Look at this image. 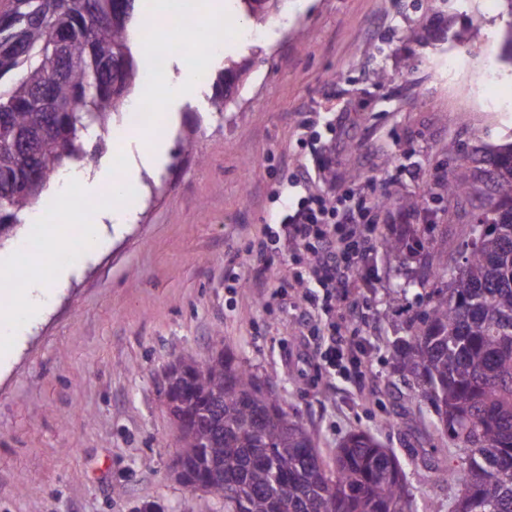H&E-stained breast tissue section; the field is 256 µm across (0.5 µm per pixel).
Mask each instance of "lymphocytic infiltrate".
Wrapping results in <instances>:
<instances>
[{
  "mask_svg": "<svg viewBox=\"0 0 512 512\" xmlns=\"http://www.w3.org/2000/svg\"><path fill=\"white\" fill-rule=\"evenodd\" d=\"M308 148L312 164L296 162L288 180L296 194L276 226L265 227L251 240L248 256L261 258L256 276L269 273L265 253L276 246L304 252L307 262L294 275L302 285L292 308L299 325L309 327L314 347L327 375L360 386L369 370L365 346L342 336L336 322L340 305L365 279L376 243L377 206L374 189L378 177L365 179L366 192L342 188L332 174L334 160L315 150L314 143L299 138Z\"/></svg>",
  "mask_w": 512,
  "mask_h": 512,
  "instance_id": "lymphocytic-infiltrate-1",
  "label": "lymphocytic infiltrate"
}]
</instances>
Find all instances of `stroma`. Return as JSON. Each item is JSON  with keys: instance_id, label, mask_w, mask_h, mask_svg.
Returning a JSON list of instances; mask_svg holds the SVG:
<instances>
[{"instance_id": "1", "label": "stroma", "mask_w": 512, "mask_h": 512, "mask_svg": "<svg viewBox=\"0 0 512 512\" xmlns=\"http://www.w3.org/2000/svg\"><path fill=\"white\" fill-rule=\"evenodd\" d=\"M239 21L209 81L172 104L168 154L141 169L130 217L65 283L47 287L0 356V512H224L223 500L176 477L179 433L163 390L175 361L219 351L269 382L323 453L351 432L375 433L402 462L411 512L448 503L434 474L448 462L446 445L433 427L397 422L418 407L392 364L394 339L425 308L410 288L418 259L380 248L372 257L378 274L359 290L370 320L344 326L371 352L359 393L330 382L299 344L281 293L294 270L289 252L274 254L259 286L245 246L279 217L267 194L287 189L279 159L299 157L295 125L313 109L343 118L335 133L318 123L308 131L335 151L337 179L353 169L383 179L380 232L417 229L422 213L434 214L435 245L456 260L476 204L430 194L474 145L512 141V64L498 58L512 16L500 0H281L263 23ZM464 28L466 45L453 38ZM232 61L244 72L218 112L213 80ZM473 89L494 111L463 107ZM124 123L114 116L113 132ZM113 132L68 174L120 152L136 159V145ZM411 195L425 197L422 212L399 206ZM403 285L407 297L394 299Z\"/></svg>"}]
</instances>
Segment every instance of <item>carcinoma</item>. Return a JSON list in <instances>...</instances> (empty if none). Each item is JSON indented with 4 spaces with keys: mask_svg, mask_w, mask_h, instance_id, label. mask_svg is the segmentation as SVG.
I'll use <instances>...</instances> for the list:
<instances>
[{
    "mask_svg": "<svg viewBox=\"0 0 512 512\" xmlns=\"http://www.w3.org/2000/svg\"><path fill=\"white\" fill-rule=\"evenodd\" d=\"M279 0H239L262 22ZM135 0H0V245L17 236L59 170L109 131L144 68L128 24ZM235 65L214 83L231 98ZM480 201L481 245L448 253L418 234L383 236L387 251L436 271L426 308L395 340L394 368L433 409L450 462L437 480L458 487L448 512H512V142L483 144L439 187ZM170 400L183 483L224 499V512H409L397 456L371 433L350 434L328 458L317 435L250 371L220 353L175 372Z\"/></svg>",
    "mask_w": 512,
    "mask_h": 512,
    "instance_id": "cac0c4a2",
    "label": "carcinoma"
}]
</instances>
